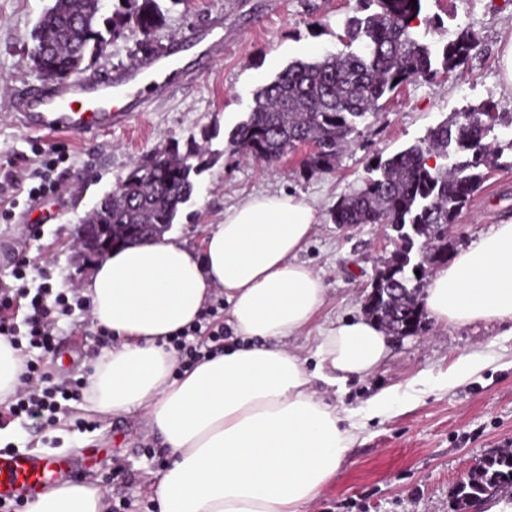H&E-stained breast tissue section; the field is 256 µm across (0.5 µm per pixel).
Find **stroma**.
<instances>
[{"label": "stroma", "instance_id": "35a3bbf8", "mask_svg": "<svg viewBox=\"0 0 512 512\" xmlns=\"http://www.w3.org/2000/svg\"><path fill=\"white\" fill-rule=\"evenodd\" d=\"M49 3L0 0V165L24 166L35 145L65 158L54 171L58 190L45 199L61 208L60 221L40 223L39 211L24 198L14 217L0 218V281L6 283L13 280L23 236L32 263L49 260L72 283L83 280L91 268L75 258L78 225L134 161L193 141L205 165L171 232L197 249L210 226L223 221L225 209L250 195L286 191L304 198L316 208L318 224L298 259L319 273L327 290L313 327H329L363 315L374 271L392 250L378 225L331 220L340 197L361 188L369 160L391 157L467 105L489 103L512 112V88L503 85L498 64L499 43L512 37V0H422L423 15L442 19L426 36L433 47L466 28L478 33L480 43L463 74L415 81L385 97L381 109L358 124L333 170L305 175L303 147L267 164L234 151L231 131L246 119L256 89L289 63L340 50L344 20L357 0H160L162 48L216 22L224 33L222 55L201 67L183 58L175 91L153 95L127 127L87 137L31 134L17 125L12 102L19 87L40 81L30 60L31 30ZM141 38L129 27L124 38L104 45L94 69L131 66ZM506 220H512V169L494 167L449 235L460 250ZM96 332L91 318L62 319L56 351L32 350L28 357L52 378H87L98 355ZM391 343L390 360L375 373L336 387L313 380L320 396L359 413L389 388H398L401 397L388 414L366 419L339 473L304 512H453L457 479L512 442V325L444 326L429 318L419 334L395 336ZM472 354L480 357L477 370L441 389L440 380ZM64 407L60 423L42 431L32 420L11 418L6 407L0 418L10 419L14 446L90 456L75 479L96 482L111 504H127V512H152L150 488L170 458L162 437L136 410L104 419L82 411L75 400Z\"/></svg>", "mask_w": 512, "mask_h": 512}]
</instances>
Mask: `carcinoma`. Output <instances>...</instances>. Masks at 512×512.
Returning <instances> with one entry per match:
<instances>
[{
	"label": "carcinoma",
	"mask_w": 512,
	"mask_h": 512,
	"mask_svg": "<svg viewBox=\"0 0 512 512\" xmlns=\"http://www.w3.org/2000/svg\"><path fill=\"white\" fill-rule=\"evenodd\" d=\"M422 0H357L358 14L347 18L344 50L314 62L294 61L256 90L247 119L230 135V145L273 162L299 143L314 144L304 161L308 174L334 168L358 121L375 114L380 101L402 85L463 72L477 34L468 28L442 50L434 67L430 46L422 41L416 20ZM161 9L157 0H118L112 15L101 14V0H51L33 31L31 57L42 80L55 83L89 69L107 38L118 40L135 25L144 39L137 52L159 51L154 34ZM512 127V117L489 104L468 105L408 148L367 165V177L355 193L336 204V224H384L392 232L393 251L375 270L365 314L389 334L408 324L420 327L421 296L429 269L448 264V229L456 223L491 165L504 149L512 150L496 130ZM200 152L175 145L133 164L106 194L89 220L101 224H171L180 205L194 191L202 172ZM426 261L413 272L419 253ZM391 288L405 292L394 296ZM512 488V453L496 454L454 488L455 512H471Z\"/></svg>",
	"instance_id": "carcinoma-1"
}]
</instances>
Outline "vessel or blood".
<instances>
[{
  "label": "vessel or blood",
  "instance_id": "vessel-or-blood-1",
  "mask_svg": "<svg viewBox=\"0 0 512 512\" xmlns=\"http://www.w3.org/2000/svg\"><path fill=\"white\" fill-rule=\"evenodd\" d=\"M223 49V38L205 28L177 42L171 52L143 58L130 68L92 72L19 95L13 101L14 117L30 133L92 135L124 127L144 109L156 88L172 85L182 53L192 50L207 60ZM65 466L56 457L1 453L0 501L35 499L59 482Z\"/></svg>",
  "mask_w": 512,
  "mask_h": 512
}]
</instances>
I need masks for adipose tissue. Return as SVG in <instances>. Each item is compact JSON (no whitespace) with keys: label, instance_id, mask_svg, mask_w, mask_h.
<instances>
[{"label":"adipose tissue","instance_id":"1","mask_svg":"<svg viewBox=\"0 0 512 512\" xmlns=\"http://www.w3.org/2000/svg\"><path fill=\"white\" fill-rule=\"evenodd\" d=\"M316 224L304 199L254 194L225 210L200 249L165 235L110 252L80 282L93 322L117 340L92 363L83 409L143 410L162 436L171 461L152 487L156 512H302L338 474L363 418L327 403L312 380L370 374L390 342L375 321L354 316L311 336L326 290L295 256ZM217 292L237 341L178 370L167 340ZM424 303L441 323H512V221L457 253ZM24 371V352L1 336L0 405ZM27 512H109V503L95 482L65 481Z\"/></svg>","mask_w":512,"mask_h":512}]
</instances>
